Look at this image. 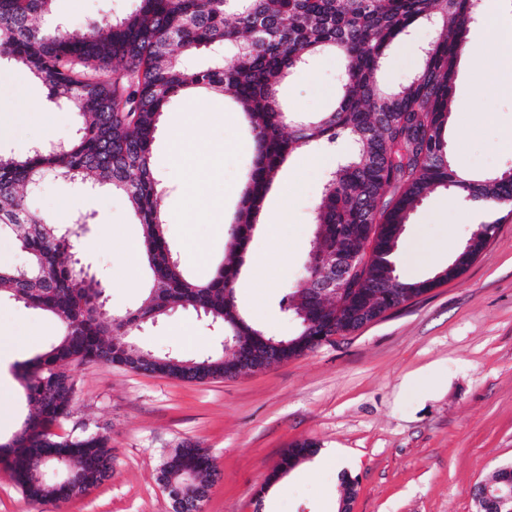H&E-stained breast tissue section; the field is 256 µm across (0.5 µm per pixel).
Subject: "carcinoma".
Masks as SVG:
<instances>
[{
    "mask_svg": "<svg viewBox=\"0 0 512 512\" xmlns=\"http://www.w3.org/2000/svg\"><path fill=\"white\" fill-rule=\"evenodd\" d=\"M53 0H0V54L24 66L43 83L48 99L81 117L74 137L32 147L19 158L0 156V234L15 236L27 256L22 267L0 266V297L59 317L63 334L19 375L38 430L20 429L14 457L5 461L31 504L67 500L58 478L94 468L95 481L112 476L106 434L88 427L65 435L55 429L71 416L76 385L67 367L104 361L153 376L202 383L224 378L225 355L185 358L139 344L147 326L175 306H189L224 329L230 343L245 338L279 362L303 355L317 336L350 334L362 319L394 304L376 284L394 260L400 226L415 204L436 187L491 210L512 201V175L470 178L448 187L451 171L433 159L443 145L450 118L458 59L476 17L475 0H447L436 22L437 39L427 47L419 71L389 90L379 72L386 51L427 21L431 0H138L131 12L107 19L79 37L51 15ZM230 48L222 59L217 51ZM337 53L349 78L328 112L291 126L280 117V83L316 55ZM208 54V65L188 60ZM190 89L222 92L245 113L254 161L230 236V257L205 281L189 278L167 239L160 178L152 166L153 144L169 103ZM352 144L336 163L314 208V242L324 250L345 238L372 248L380 262L359 258L360 267L337 298L319 299L309 289L285 294L281 309L298 324L288 337L267 335L249 324L235 302V282L255 229L254 217L275 171L301 149ZM123 195L143 225V256L153 283L146 298L123 316L101 310V292L65 261L80 237L78 212L69 225L53 224L33 212L27 192L46 177ZM193 460L197 487L209 489L216 476L207 450L187 443L163 462L160 472L179 484L175 462Z\"/></svg>",
    "mask_w": 512,
    "mask_h": 512,
    "instance_id": "obj_1",
    "label": "carcinoma"
}]
</instances>
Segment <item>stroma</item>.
Listing matches in <instances>:
<instances>
[{"label":"stroma","instance_id":"obj_1","mask_svg":"<svg viewBox=\"0 0 512 512\" xmlns=\"http://www.w3.org/2000/svg\"><path fill=\"white\" fill-rule=\"evenodd\" d=\"M137 0H55L54 13L72 35ZM512 27V0H496L493 14L479 12L467 33L468 48L457 64L451 118L445 132L456 166L480 177L512 169V94L482 91L484 75L498 63L501 46L494 28ZM436 38L434 28L418 25L412 38L396 42L381 73L386 87L404 83L422 61L420 49ZM343 62L336 56L308 59L278 90L290 112L310 118L332 107ZM18 68L0 60V109L29 118L0 127V153L48 141H66L79 116L67 106H51L36 80L18 89ZM203 109L216 113L199 136V147L217 155L213 190L232 188L220 219L200 224H167L166 230L185 273L209 279L223 261L230 227L240 208L238 191L253 164V143L246 118L230 98L210 95L180 98L163 121ZM54 113L52 126L31 118V110ZM328 168L295 154L272 180L249 246L264 258L273 281L259 279L246 263L235 285V299L247 320L271 336L296 331L279 310V301L306 280L313 210ZM290 198L291 226L286 247L274 248L264 234L282 196ZM68 198L78 199L90 216L87 232L73 252L101 280L107 308L120 316L135 308L151 286L147 266L139 285L125 277L131 247L143 230L126 199L108 191L89 192L52 178L40 182L32 206L52 216ZM478 206L454 202L447 191L429 194L412 211L399 241L396 274L403 281L433 278L452 262L445 244L462 247L476 225ZM483 213V212H480ZM497 230L482 252L452 280L406 305L389 311L333 344L300 357L204 383L144 375L105 363H73L76 383L69 432L86 423L104 431L115 456L112 476L86 494L66 502L29 505L0 463V512H173L158 482L163 460L185 442L200 444L211 455L218 475L205 512H337L343 479H357L353 512H478L476 485L512 463V208L483 213ZM209 248L208 258L191 253L194 241ZM433 253L432 263L419 257ZM0 327L25 328L32 335L24 351L0 362V442L10 440L31 407L18 378L21 364L43 353L62 332L60 322L23 304L0 300ZM140 343L158 352L186 357L223 352L224 337L189 308H177L145 330ZM311 440L331 449L322 465L304 461L272 487L267 475L288 446Z\"/></svg>","mask_w":512,"mask_h":512}]
</instances>
